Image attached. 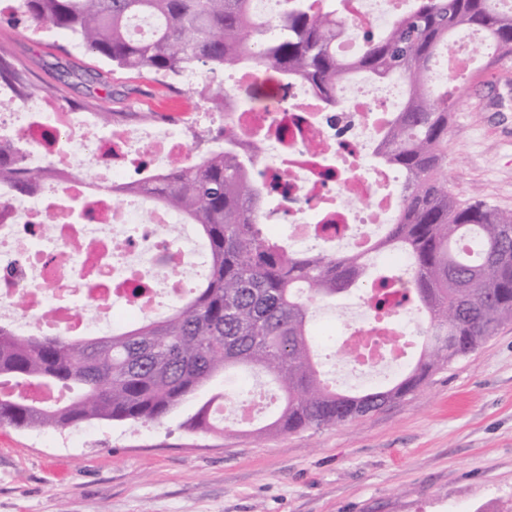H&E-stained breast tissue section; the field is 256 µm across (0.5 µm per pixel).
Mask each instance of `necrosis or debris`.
Instances as JSON below:
<instances>
[{
    "label": "necrosis or debris",
    "instance_id": "4bbe7bcc",
    "mask_svg": "<svg viewBox=\"0 0 512 512\" xmlns=\"http://www.w3.org/2000/svg\"><path fill=\"white\" fill-rule=\"evenodd\" d=\"M407 0H338L345 33L338 49L355 54L363 37L381 31ZM345 111H324L303 81L263 75L248 63L224 92L222 116L255 151V175L272 188L267 224L288 227V247L314 250L326 239L318 224L340 228L344 246L361 250L393 223L399 200L395 171L378 164L371 146L402 106L400 80H350L336 91ZM17 138L45 181L19 196L0 185V322L31 336H89L112 326L116 312L134 318L177 301L187 285L182 269L198 250L187 237L170 239L168 225L184 216L132 183L157 180L197 158L175 122L104 128L91 112H68L41 99L17 102L0 84V137ZM95 161V179L82 175L83 156ZM416 330L411 318L364 310L349 335L368 345L369 358L405 364Z\"/></svg>",
    "mask_w": 512,
    "mask_h": 512
}]
</instances>
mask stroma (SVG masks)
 Here are the masks:
<instances>
[{"label":"stroma","instance_id":"35a3bbf8","mask_svg":"<svg viewBox=\"0 0 512 512\" xmlns=\"http://www.w3.org/2000/svg\"><path fill=\"white\" fill-rule=\"evenodd\" d=\"M0 45L31 94L118 123L185 122L197 153L219 121L183 80L119 70L60 33L31 38L0 15ZM506 76L464 77L448 124V187L512 210V60ZM98 74L99 84L86 82ZM349 297L316 304L320 370L357 392L347 358ZM147 424L93 421L41 431L0 426V512H512V323L432 372L410 395L353 421L270 433L192 431L202 400Z\"/></svg>","mask_w":512,"mask_h":512}]
</instances>
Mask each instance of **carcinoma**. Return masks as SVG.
Wrapping results in <instances>:
<instances>
[{
	"instance_id": "cac0c4a2",
	"label": "carcinoma",
	"mask_w": 512,
	"mask_h": 512,
	"mask_svg": "<svg viewBox=\"0 0 512 512\" xmlns=\"http://www.w3.org/2000/svg\"><path fill=\"white\" fill-rule=\"evenodd\" d=\"M250 0H20V15L36 31L63 30L73 45L121 69L178 79L199 70L212 75L203 98L218 108V75L250 61L266 71L296 75L330 112L344 108L336 88L353 73L408 84L404 105L376 149L378 159L404 175L395 223L360 254L291 252L268 236L260 216L264 192L253 179V152L240 149L228 124L215 146L189 168L142 185L159 203L186 215L208 243L205 276L185 302L158 320L110 336H25L0 325V425L67 428L86 421L149 423L168 414L215 376L240 368L274 383L277 417L253 429L320 430L352 421L415 392L430 372L467 356L512 322V211L477 200L461 203L448 191V117L456 80L436 88L431 62L459 30L485 34L500 59L512 58V5L507 0H414L412 10L365 37L344 57L336 46L341 21L336 0H285L267 37L250 13ZM135 19L154 32L136 37ZM0 81L28 94L24 76L0 46ZM42 177L25 162V144L0 140V183L23 195ZM398 252L408 304L424 309L417 360L399 381L345 394L322 378L309 332L310 306L362 285L373 254ZM392 276L375 279L367 295L390 302ZM66 392L62 399L31 393ZM211 396L189 426L218 429Z\"/></svg>"
}]
</instances>
